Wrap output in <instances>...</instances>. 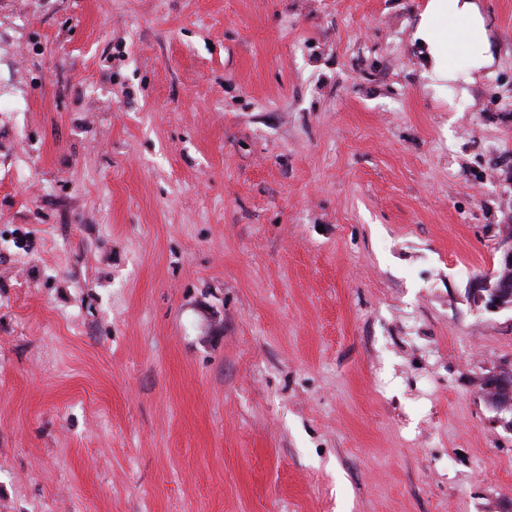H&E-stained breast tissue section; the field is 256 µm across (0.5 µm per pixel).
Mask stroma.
Masks as SVG:
<instances>
[{
	"instance_id": "obj_1",
	"label": "stroma",
	"mask_w": 512,
	"mask_h": 512,
	"mask_svg": "<svg viewBox=\"0 0 512 512\" xmlns=\"http://www.w3.org/2000/svg\"><path fill=\"white\" fill-rule=\"evenodd\" d=\"M0 0V512H512V0ZM490 29V20L476 0L426 1L412 38L422 49L424 75L434 90L470 97L476 75L495 62ZM474 298L487 309H500L510 306L512 299V280L499 279L497 273L492 272L480 278L476 285ZM484 397L492 392L493 398L485 399L497 411L510 412L512 415V371L505 369L488 375L482 386Z\"/></svg>"
}]
</instances>
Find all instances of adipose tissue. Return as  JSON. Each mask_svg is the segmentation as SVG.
Listing matches in <instances>:
<instances>
[{"label":"adipose tissue","instance_id":"adipose-tissue-1","mask_svg":"<svg viewBox=\"0 0 512 512\" xmlns=\"http://www.w3.org/2000/svg\"><path fill=\"white\" fill-rule=\"evenodd\" d=\"M491 23L476 0H426L413 40L424 55V74L434 90L469 98L477 74L495 62Z\"/></svg>","mask_w":512,"mask_h":512}]
</instances>
